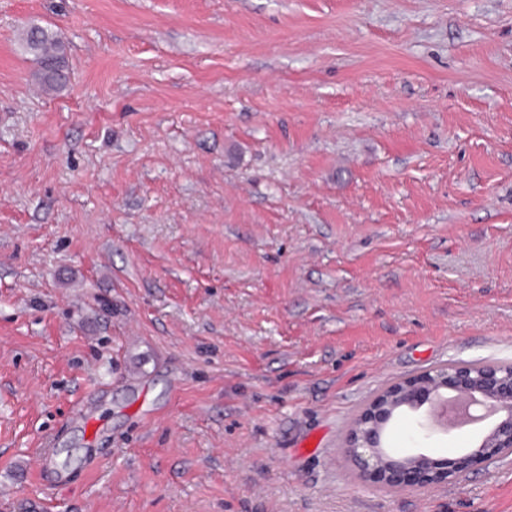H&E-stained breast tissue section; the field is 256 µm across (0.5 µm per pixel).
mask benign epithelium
<instances>
[{
  "label": "benign epithelium",
  "instance_id": "benign-epithelium-1",
  "mask_svg": "<svg viewBox=\"0 0 512 512\" xmlns=\"http://www.w3.org/2000/svg\"><path fill=\"white\" fill-rule=\"evenodd\" d=\"M453 397L475 407L474 420L487 422L482 434L453 458L435 457L422 448L389 446L392 423L428 407L429 416L445 412ZM340 456L355 476L378 480L391 491L428 493L462 481L468 470L490 460L512 457V366L456 363L419 378L395 381L379 391L354 420Z\"/></svg>",
  "mask_w": 512,
  "mask_h": 512
}]
</instances>
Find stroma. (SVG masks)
Segmentation results:
<instances>
[{
    "mask_svg": "<svg viewBox=\"0 0 512 512\" xmlns=\"http://www.w3.org/2000/svg\"><path fill=\"white\" fill-rule=\"evenodd\" d=\"M449 362L512 363V0H0V512H512L338 454ZM22 45L39 65V78L49 90L62 86L67 79L66 49L52 30L32 25L24 32Z\"/></svg>",
    "mask_w": 512,
    "mask_h": 512,
    "instance_id": "obj_1",
    "label": "stroma"
}]
</instances>
